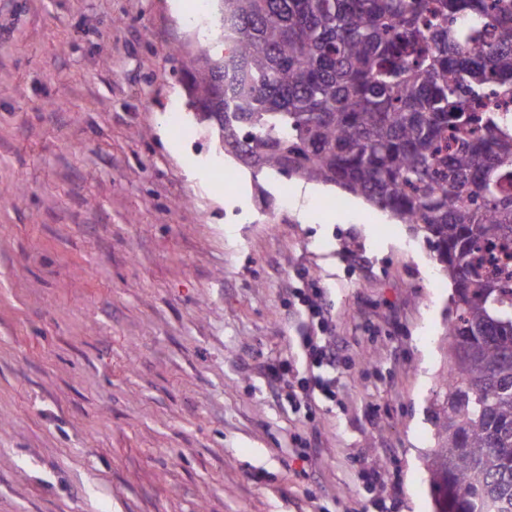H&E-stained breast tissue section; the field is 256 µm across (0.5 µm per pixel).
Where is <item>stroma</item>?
Masks as SVG:
<instances>
[{
	"mask_svg": "<svg viewBox=\"0 0 512 512\" xmlns=\"http://www.w3.org/2000/svg\"><path fill=\"white\" fill-rule=\"evenodd\" d=\"M219 17L0 0V512H434L452 283L409 225L225 155L182 84ZM307 288L338 394L296 409L264 368Z\"/></svg>",
	"mask_w": 512,
	"mask_h": 512,
	"instance_id": "1",
	"label": "stroma"
}]
</instances>
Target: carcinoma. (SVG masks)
<instances>
[{"label":"carcinoma","mask_w":512,"mask_h":512,"mask_svg":"<svg viewBox=\"0 0 512 512\" xmlns=\"http://www.w3.org/2000/svg\"><path fill=\"white\" fill-rule=\"evenodd\" d=\"M230 59L198 47L189 105L242 164L335 185L423 233L454 288L448 325L460 433L428 459L437 512H512L509 0H218Z\"/></svg>","instance_id":"1"}]
</instances>
